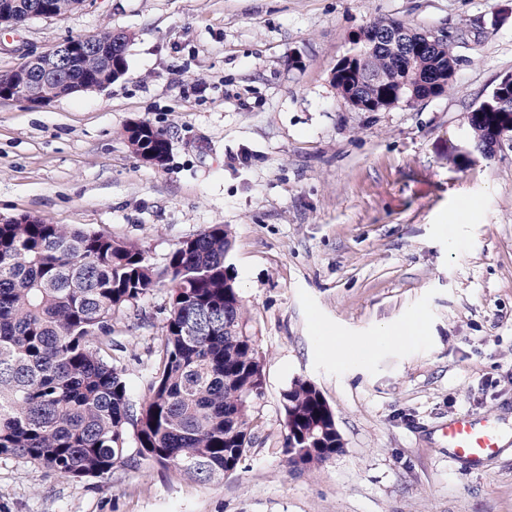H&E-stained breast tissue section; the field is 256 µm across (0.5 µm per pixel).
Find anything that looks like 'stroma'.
<instances>
[{"instance_id":"1","label":"stroma","mask_w":512,"mask_h":512,"mask_svg":"<svg viewBox=\"0 0 512 512\" xmlns=\"http://www.w3.org/2000/svg\"><path fill=\"white\" fill-rule=\"evenodd\" d=\"M377 19L447 32L453 90L344 106L334 69ZM108 30L130 41L104 90L0 101V222L103 232L159 268L230 225L225 264L265 357L257 438L207 486L137 459L101 483L0 456V512H512V138L485 156L469 128L512 74V0H85L0 28V73ZM135 121L166 134L163 167L129 147ZM167 306L153 290L112 326L133 395ZM414 314V340L340 360L327 348ZM298 376L344 448L293 473L281 394ZM459 413L504 439L481 466L448 459L438 428Z\"/></svg>"}]
</instances>
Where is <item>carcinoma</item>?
I'll return each mask as SVG.
<instances>
[{"label": "carcinoma", "mask_w": 512, "mask_h": 512, "mask_svg": "<svg viewBox=\"0 0 512 512\" xmlns=\"http://www.w3.org/2000/svg\"><path fill=\"white\" fill-rule=\"evenodd\" d=\"M60 16L85 0H0V20L24 22L33 6ZM396 21L363 31L366 99L401 101L407 61L372 42ZM459 59L447 40L421 57V72L454 87ZM107 69L88 51L62 66L54 96L72 83L99 91L125 71ZM512 117V86L493 88L471 113L476 149L487 156L497 128ZM125 137L133 152L162 167L164 132L144 122ZM227 224L179 243L162 269L139 245L110 235L22 216L0 224V456L73 479L106 480L131 460L173 466L209 485L237 471L255 442V405L264 394V360L250 313L225 266ZM169 294L158 357L144 365V395L131 399L126 370L112 357V323L138 310L150 291ZM288 466L305 471L343 451L335 414L310 380L294 378L281 394Z\"/></svg>", "instance_id": "cac0c4a2"}]
</instances>
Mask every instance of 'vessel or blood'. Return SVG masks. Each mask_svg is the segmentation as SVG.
<instances>
[{
    "mask_svg": "<svg viewBox=\"0 0 512 512\" xmlns=\"http://www.w3.org/2000/svg\"><path fill=\"white\" fill-rule=\"evenodd\" d=\"M441 439L451 459L475 463L496 454L498 435L484 420L470 414L456 416L441 428Z\"/></svg>",
    "mask_w": 512,
    "mask_h": 512,
    "instance_id": "b4317fda",
    "label": "vessel or blood"
}]
</instances>
